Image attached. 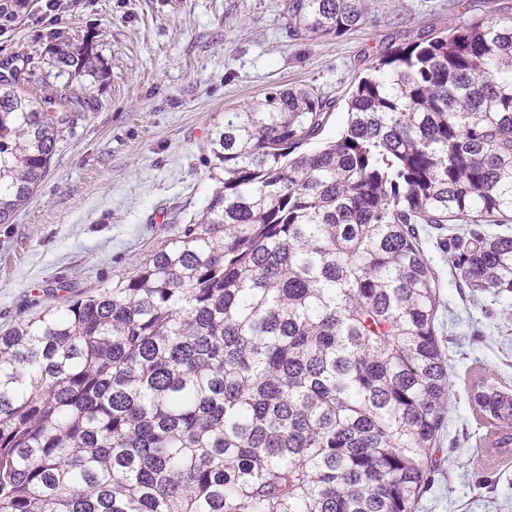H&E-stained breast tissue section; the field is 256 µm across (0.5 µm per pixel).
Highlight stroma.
Listing matches in <instances>:
<instances>
[{"instance_id": "35a3bbf8", "label": "stroma", "mask_w": 512, "mask_h": 512, "mask_svg": "<svg viewBox=\"0 0 512 512\" xmlns=\"http://www.w3.org/2000/svg\"><path fill=\"white\" fill-rule=\"evenodd\" d=\"M20 2L0 19V73L54 90L65 79L51 52L83 41L95 98L74 109L43 182L0 224L2 333L128 275L196 222L216 186L207 142L225 109L274 86H310L332 103L330 139L359 77L392 47L474 15L512 17V0H372L361 29L302 41L289 38L278 0H61L44 23L40 0ZM447 241L432 233L425 249L440 279L451 393L415 512H512V455L490 448L471 397L482 375L512 386V295L460 287Z\"/></svg>"}]
</instances>
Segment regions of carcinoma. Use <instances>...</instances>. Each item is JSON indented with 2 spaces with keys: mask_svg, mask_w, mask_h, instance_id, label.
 <instances>
[{
  "mask_svg": "<svg viewBox=\"0 0 512 512\" xmlns=\"http://www.w3.org/2000/svg\"><path fill=\"white\" fill-rule=\"evenodd\" d=\"M368 0H280L297 40ZM89 72L85 43L55 49ZM0 74V224L93 97ZM331 102L271 88L209 139L218 187L127 276L0 334V512H414L451 383L418 225L512 224V18L396 47ZM452 267L512 294V235L469 231ZM472 401L512 450V389Z\"/></svg>",
  "mask_w": 512,
  "mask_h": 512,
  "instance_id": "obj_1",
  "label": "carcinoma"
}]
</instances>
